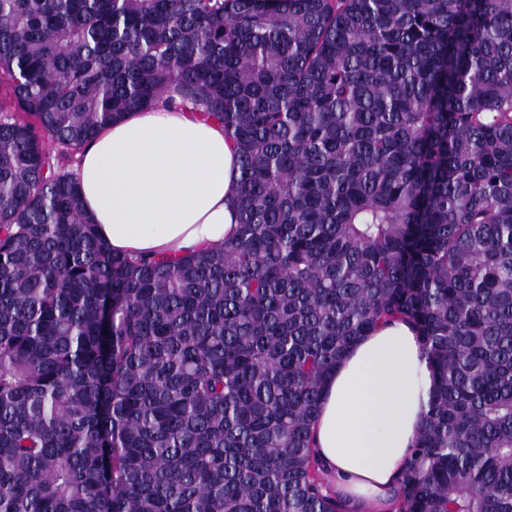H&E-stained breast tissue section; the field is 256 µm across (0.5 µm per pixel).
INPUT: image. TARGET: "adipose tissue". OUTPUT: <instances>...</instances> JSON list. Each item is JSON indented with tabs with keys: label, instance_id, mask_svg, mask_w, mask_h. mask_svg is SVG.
I'll return each mask as SVG.
<instances>
[{
	"label": "adipose tissue",
	"instance_id": "1",
	"mask_svg": "<svg viewBox=\"0 0 512 512\" xmlns=\"http://www.w3.org/2000/svg\"><path fill=\"white\" fill-rule=\"evenodd\" d=\"M238 177L236 149L220 124L162 103L101 129L77 166L85 212L112 252L160 258L233 234L229 198ZM432 382L414 331L398 321L362 337L332 372L315 451L350 512H392Z\"/></svg>",
	"mask_w": 512,
	"mask_h": 512
}]
</instances>
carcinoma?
Here are the masks:
<instances>
[{"mask_svg":"<svg viewBox=\"0 0 512 512\" xmlns=\"http://www.w3.org/2000/svg\"><path fill=\"white\" fill-rule=\"evenodd\" d=\"M0 512H348L312 426L410 324L395 512H512V0H0ZM237 146L236 235L119 255L46 140L158 101Z\"/></svg>","mask_w":512,"mask_h":512,"instance_id":"obj_1","label":"carcinoma"}]
</instances>
